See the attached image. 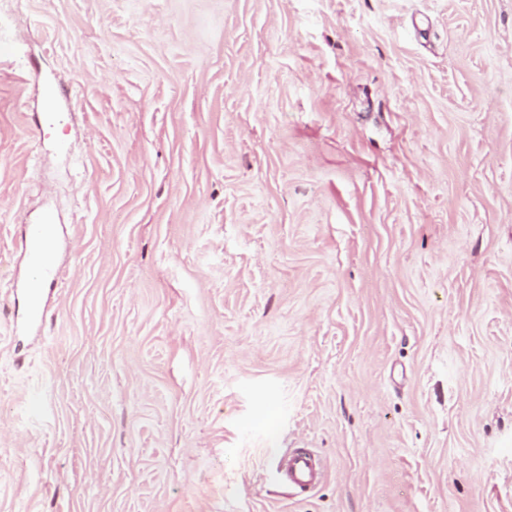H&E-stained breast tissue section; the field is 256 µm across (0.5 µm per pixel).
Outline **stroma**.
Listing matches in <instances>:
<instances>
[{
	"instance_id": "stroma-1",
	"label": "stroma",
	"mask_w": 512,
	"mask_h": 512,
	"mask_svg": "<svg viewBox=\"0 0 512 512\" xmlns=\"http://www.w3.org/2000/svg\"><path fill=\"white\" fill-rule=\"evenodd\" d=\"M0 512H512V0H0ZM56 227L50 215L39 223L25 224L18 237V247L28 257V274L22 283L26 317L29 325L43 330L48 316V288L52 286L59 269L50 245ZM320 457L305 448L289 451L283 458L281 475L284 483L300 493H306L318 484L322 475Z\"/></svg>"
}]
</instances>
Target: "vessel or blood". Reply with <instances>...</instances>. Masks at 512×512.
Listing matches in <instances>:
<instances>
[{
    "label": "vessel or blood",
    "mask_w": 512,
    "mask_h": 512,
    "mask_svg": "<svg viewBox=\"0 0 512 512\" xmlns=\"http://www.w3.org/2000/svg\"><path fill=\"white\" fill-rule=\"evenodd\" d=\"M55 234L53 219L47 216L38 223L24 225L18 237V246L28 257V274L22 283L26 317L29 325L39 331L47 323L48 290L58 275L51 247ZM281 475L288 486L308 492L321 478V459L308 449H294L284 456Z\"/></svg>",
    "instance_id": "1"
}]
</instances>
